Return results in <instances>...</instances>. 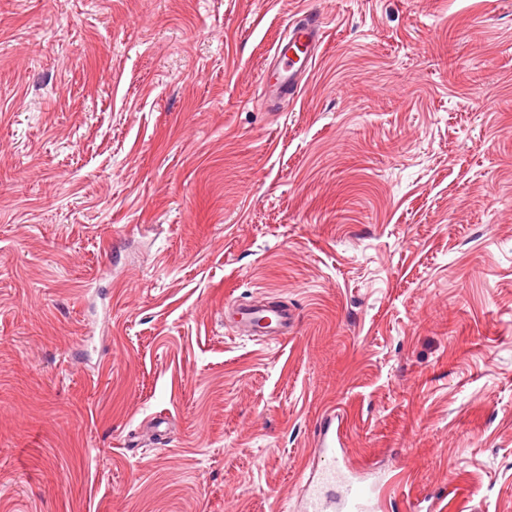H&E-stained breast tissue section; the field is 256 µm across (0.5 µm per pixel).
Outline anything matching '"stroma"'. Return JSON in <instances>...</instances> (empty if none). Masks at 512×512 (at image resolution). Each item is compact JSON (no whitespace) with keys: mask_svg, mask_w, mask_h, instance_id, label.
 <instances>
[{"mask_svg":"<svg viewBox=\"0 0 512 512\" xmlns=\"http://www.w3.org/2000/svg\"><path fill=\"white\" fill-rule=\"evenodd\" d=\"M331 409L384 512H512V0H0V512H300ZM322 22L318 15H304L288 25L286 37L274 48L277 64L263 71L259 78L260 95L295 98L300 91L297 74L312 64L313 53L322 39ZM224 315L232 316L246 334L261 325L265 336L287 337L296 325L295 314L288 307L271 309L262 303L228 302L224 306Z\"/></svg>","mask_w":512,"mask_h":512,"instance_id":"stroma-1","label":"stroma"}]
</instances>
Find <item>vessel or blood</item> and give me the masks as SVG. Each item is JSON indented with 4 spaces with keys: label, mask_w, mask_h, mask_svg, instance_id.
Instances as JSON below:
<instances>
[{
    "label": "vessel or blood",
    "mask_w": 512,
    "mask_h": 512,
    "mask_svg": "<svg viewBox=\"0 0 512 512\" xmlns=\"http://www.w3.org/2000/svg\"><path fill=\"white\" fill-rule=\"evenodd\" d=\"M323 36L319 16L309 14L289 23L286 37L274 48V67L263 71L259 78L260 94L263 97H296L300 91L297 74L313 61V53ZM224 312L232 316L243 332L262 327L269 336L285 337L296 325L292 310L280 307L269 308L262 303L229 302ZM315 445L326 459L316 483L308 485L303 504L304 512H373L372 491L361 481L340 478L341 465L336 451V413H325L318 425ZM340 484L338 496H331L327 488Z\"/></svg>",
    "instance_id": "obj_1"
}]
</instances>
